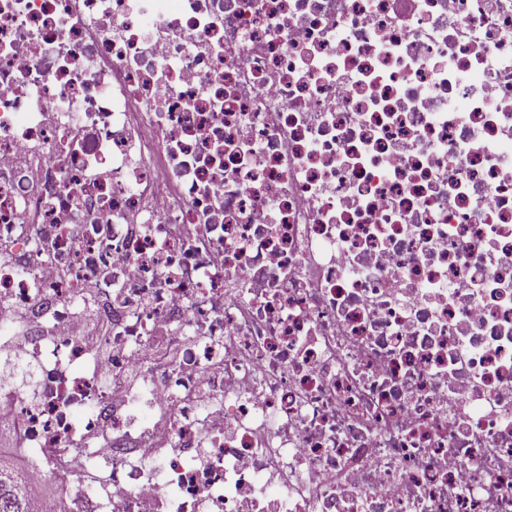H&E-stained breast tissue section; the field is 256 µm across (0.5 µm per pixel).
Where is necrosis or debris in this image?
<instances>
[{"label": "necrosis or debris", "mask_w": 512, "mask_h": 512, "mask_svg": "<svg viewBox=\"0 0 512 512\" xmlns=\"http://www.w3.org/2000/svg\"><path fill=\"white\" fill-rule=\"evenodd\" d=\"M1 249L41 512H512V0H0Z\"/></svg>", "instance_id": "obj_1"}]
</instances>
